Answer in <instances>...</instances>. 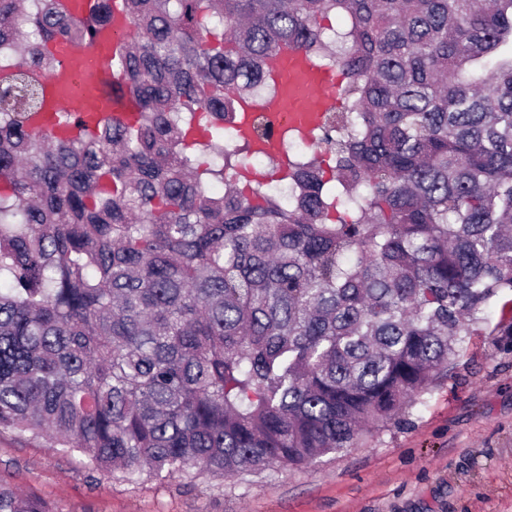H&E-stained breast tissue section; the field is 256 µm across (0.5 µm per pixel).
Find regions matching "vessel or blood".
<instances>
[{
	"label": "vessel or blood",
	"instance_id": "b4317fda",
	"mask_svg": "<svg viewBox=\"0 0 512 512\" xmlns=\"http://www.w3.org/2000/svg\"><path fill=\"white\" fill-rule=\"evenodd\" d=\"M130 33V24L118 11L111 26L100 31L90 44L74 47L57 43L55 50L62 65L47 78L49 112L65 110L85 118L111 114L132 119L134 103L129 97L112 93V60ZM267 67L280 94L261 110L244 108L239 123L243 137L251 138L256 114H263L273 127L305 131L318 122L325 108L333 105L337 76L318 69L301 51L282 49L269 59Z\"/></svg>",
	"mask_w": 512,
	"mask_h": 512
}]
</instances>
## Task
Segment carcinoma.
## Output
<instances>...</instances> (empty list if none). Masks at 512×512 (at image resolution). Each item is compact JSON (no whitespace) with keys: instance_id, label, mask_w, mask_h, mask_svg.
Returning <instances> with one entry per match:
<instances>
[{"instance_id":"1","label":"carcinoma","mask_w":512,"mask_h":512,"mask_svg":"<svg viewBox=\"0 0 512 512\" xmlns=\"http://www.w3.org/2000/svg\"><path fill=\"white\" fill-rule=\"evenodd\" d=\"M112 89L138 109L32 126L60 0H0V431L122 481L255 475L417 404L512 296V0H123ZM345 18L333 27L330 15ZM303 51L345 80L243 195L245 102ZM203 127L210 154L186 150ZM0 512H51L0 482Z\"/></svg>"}]
</instances>
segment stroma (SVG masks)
I'll return each instance as SVG.
<instances>
[{
    "mask_svg": "<svg viewBox=\"0 0 512 512\" xmlns=\"http://www.w3.org/2000/svg\"><path fill=\"white\" fill-rule=\"evenodd\" d=\"M502 305L415 408L310 467L125 482L2 431L0 480L53 512H512V317Z\"/></svg>",
    "mask_w": 512,
    "mask_h": 512,
    "instance_id": "35a3bbf8",
    "label": "stroma"
}]
</instances>
